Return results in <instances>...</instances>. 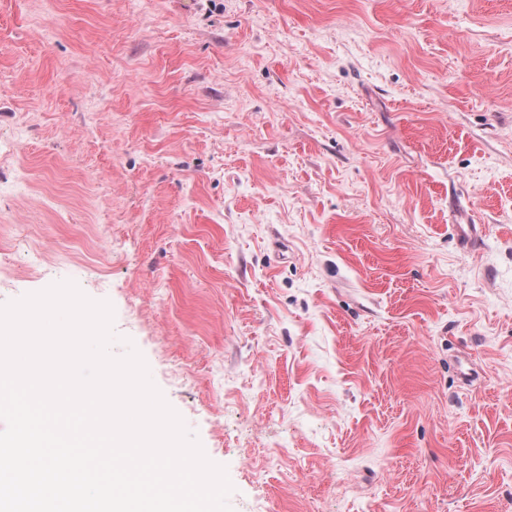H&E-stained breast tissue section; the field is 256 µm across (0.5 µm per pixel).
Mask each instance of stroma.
Wrapping results in <instances>:
<instances>
[{"instance_id": "35a3bbf8", "label": "stroma", "mask_w": 512, "mask_h": 512, "mask_svg": "<svg viewBox=\"0 0 512 512\" xmlns=\"http://www.w3.org/2000/svg\"><path fill=\"white\" fill-rule=\"evenodd\" d=\"M61 281L232 512H512V0H0V304Z\"/></svg>"}]
</instances>
